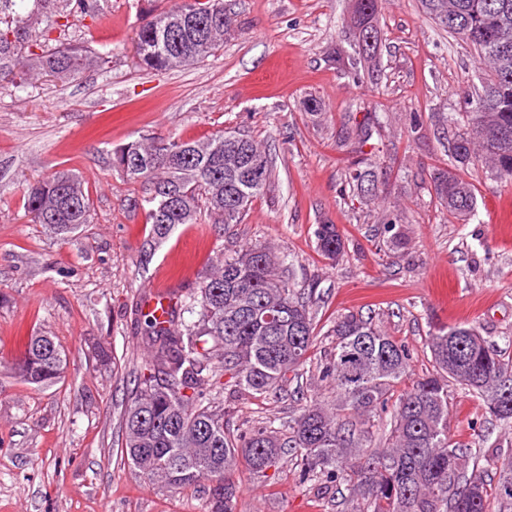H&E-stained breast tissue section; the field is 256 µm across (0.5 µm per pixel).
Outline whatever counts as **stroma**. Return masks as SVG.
<instances>
[{
	"label": "stroma",
	"instance_id": "35a3bbf8",
	"mask_svg": "<svg viewBox=\"0 0 512 512\" xmlns=\"http://www.w3.org/2000/svg\"><path fill=\"white\" fill-rule=\"evenodd\" d=\"M178 0H98L93 20L71 15L45 50L71 43L107 56L62 84L0 81V512H207L208 483L161 489L121 451L122 417L145 366L135 310L148 283L194 288L224 255L266 245L288 256L315 301L317 357L331 348L337 314L362 313L411 351L410 371L432 369L428 336L439 325H479L512 356V183L465 171L477 210L460 224L440 205L433 178L451 163L439 139L448 113L464 111L478 54L441 30L420 0H380L379 70L353 83L349 18L354 0H224L234 23L224 45L177 71L134 63L144 19ZM320 104L307 109L309 100ZM379 125L363 153L342 138L350 112ZM423 126L411 133V113ZM221 131L253 137L274 161L270 186L239 224L207 215L181 224L151 257L143 247V183L112 166V150L140 136L201 139ZM383 171L382 200L363 206L345 192L359 155ZM75 171L88 190L89 223L66 235L34 223L29 183ZM402 212L405 241L389 242L379 219ZM333 224L345 248L337 263L317 251L316 225ZM53 337L67 357L59 382L40 387L11 370L29 336ZM230 433L287 423L295 410L335 395L310 381L263 397L220 391ZM448 436L481 438V473L497 482L512 458V426L482 399L448 389ZM285 457L265 476L239 466L233 512H355L348 489L319 495Z\"/></svg>",
	"mask_w": 512,
	"mask_h": 512
}]
</instances>
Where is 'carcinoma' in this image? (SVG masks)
<instances>
[{
  "mask_svg": "<svg viewBox=\"0 0 512 512\" xmlns=\"http://www.w3.org/2000/svg\"><path fill=\"white\" fill-rule=\"evenodd\" d=\"M0 15V81L24 85L46 75L62 82L100 68L103 57L81 47L34 52L32 31L41 17L65 6L94 17L96 0H8ZM427 15L450 35L478 51L479 85L464 91L467 111L448 115L447 152L454 170L435 179L437 198L465 222L475 216L472 183L457 171L471 166L512 180V0H421ZM378 0H355L350 23L357 60L374 63ZM232 19L224 0H181L144 20L136 34V64L176 70L198 63L224 44ZM378 117L364 114L347 139L361 149ZM262 161L252 176L253 160ZM112 165L148 186L146 223L151 240L168 237L178 224L206 213L214 224H239L251 200L270 183V154L253 138L221 132L206 140L143 136L112 150ZM346 186L366 201L384 193L382 174L363 158L345 174ZM25 209L37 224L58 234L89 223L90 198L71 170H57L30 184ZM400 215L383 219L390 243L402 244ZM318 252L335 262L344 241L334 224L314 230ZM286 258L267 246L224 256L196 288L176 293L168 320L143 315L142 340L150 349L123 416V453L151 481L175 490L203 481L217 484L208 512H232L231 475L242 463L254 474L287 455L301 460L300 479L327 490L345 484L366 512H485L487 483L477 474L472 443L448 439V384L481 398L498 421L512 423V358L475 325L437 328L428 338L435 372L409 375V349L372 320L350 311L336 317L330 357L316 364V381L336 393L333 405L312 402L288 420L236 435L224 428V409L206 386L219 373L224 387L263 396L303 376L315 341L311 296L280 271ZM189 314L191 320L184 319ZM65 367L60 346L46 335L29 338L13 369L26 382L53 385ZM381 431L383 447L375 445ZM499 497L512 506V461L500 478Z\"/></svg>",
  "mask_w": 512,
  "mask_h": 512,
  "instance_id": "1",
  "label": "carcinoma"
}]
</instances>
